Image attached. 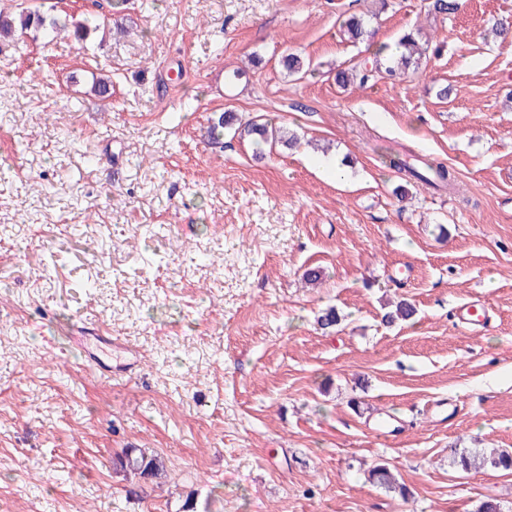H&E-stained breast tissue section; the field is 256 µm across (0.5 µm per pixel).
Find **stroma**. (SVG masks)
Returning a JSON list of instances; mask_svg holds the SVG:
<instances>
[{"mask_svg":"<svg viewBox=\"0 0 512 512\" xmlns=\"http://www.w3.org/2000/svg\"><path fill=\"white\" fill-rule=\"evenodd\" d=\"M107 2L57 7L109 20L87 43L0 40V512H512V471L455 463L512 452V42L490 33L512 0ZM409 31L418 71L336 84ZM227 110L300 143L212 139ZM389 148L458 191L405 184ZM400 299L417 313L387 325ZM474 301L479 336L454 316ZM126 448L166 477L116 472Z\"/></svg>","mask_w":512,"mask_h":512,"instance_id":"1","label":"stroma"}]
</instances>
